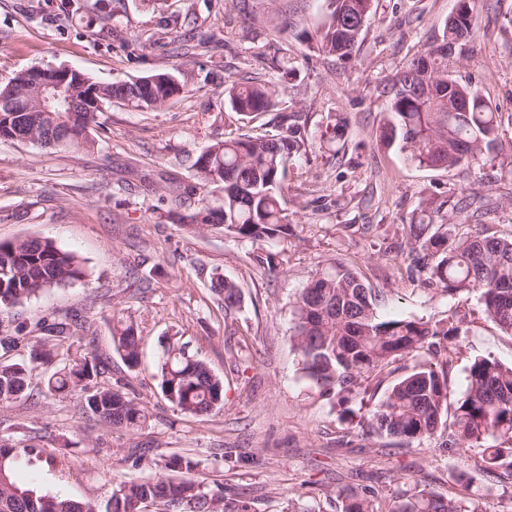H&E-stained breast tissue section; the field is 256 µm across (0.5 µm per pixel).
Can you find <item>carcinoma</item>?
<instances>
[{
	"label": "carcinoma",
	"instance_id": "carcinoma-1",
	"mask_svg": "<svg viewBox=\"0 0 512 512\" xmlns=\"http://www.w3.org/2000/svg\"><path fill=\"white\" fill-rule=\"evenodd\" d=\"M324 2L325 19L316 31L315 46L326 55L350 59L363 41L374 0ZM482 5L483 0H457V15L444 23L441 45H428L382 88L389 107L381 142H401L409 159L421 167L477 168L485 153L498 147L500 113L472 84L458 80L450 63L456 44L473 37L472 19ZM154 76L160 81L145 91L131 80L123 86L102 85V104L118 100L137 110L160 108L170 102V87L164 83L170 76L179 80V94L190 90L188 74L182 70ZM26 88L22 75L0 82V139L21 134L30 137L29 144L46 148L65 132L82 138V148L91 147L97 113L83 112L67 127L56 122L62 113L42 112L31 105ZM224 93L232 110L243 117L270 112L278 105L275 86L246 74L224 81ZM305 143L301 126L294 123L279 136L226 139L203 149L194 162L198 184L212 192L223 189L224 198L216 203L208 195L201 197L186 216L187 227L219 228L250 244L249 259L264 270L283 265L285 242L294 236L285 215L283 181L289 160ZM442 208L429 203L410 222L406 249L400 250L407 273L423 277L450 296L478 293L484 315L512 335V234L461 233ZM84 275L83 261L50 239L0 242V309L72 285ZM210 289L226 312L243 302L237 284L222 273L213 274ZM376 302L375 290L338 261L301 289L292 312V339L303 376L321 395L347 399L368 392L370 377L381 375L396 360L416 358L411 370L389 385L368 411L369 431L399 438L407 446L446 432L445 447L474 451L476 470L512 485V365L489 357L472 362L466 390L450 414L448 360L434 363L421 354L436 358L449 350L448 340L468 328L467 316L454 315L434 324L416 318L381 319ZM52 331L55 336L33 345L27 358L0 363L1 404L33 399L29 388L39 368L54 364L62 342L85 331V322H54ZM112 341L127 367H136L140 339L132 319L113 325ZM102 370L99 357L77 350L67 353L40 382L52 396L81 397L83 412L104 425L143 424L147 414L135 398L94 382ZM159 371L162 394L181 413L203 415L223 407L224 382L180 341L165 346ZM12 452V446L0 444V512H98L92 503L20 486L11 472ZM199 467L198 460L182 455L164 463L166 470L185 474ZM455 481L465 493L444 496L403 486L386 497L366 485L342 490L337 498L341 512H485L480 495L471 490L473 475L463 470ZM147 500L156 503L159 512H249L247 501H227L202 480L165 474L118 484L105 512H139V504Z\"/></svg>",
	"mask_w": 512,
	"mask_h": 512
}]
</instances>
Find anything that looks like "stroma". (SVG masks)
I'll return each mask as SVG.
<instances>
[{"label":"stroma","mask_w":512,"mask_h":512,"mask_svg":"<svg viewBox=\"0 0 512 512\" xmlns=\"http://www.w3.org/2000/svg\"><path fill=\"white\" fill-rule=\"evenodd\" d=\"M455 3L376 0L356 56L340 60L312 48L321 0H248L244 11L237 0H165L157 9L99 0L70 18L59 0H0V81L34 66H68L100 83L185 68L193 87L156 111L105 106L87 151L0 140V241L48 238L86 265L81 281L0 310V320L26 323L36 336L40 319L81 315L86 332L74 349L97 354L106 365L99 384L131 390L148 411L142 427L126 430L82 414L74 397L0 403V440L14 448L18 484L102 510L118 483L154 477L178 454L200 460L197 477L209 489L245 493L251 512H286L292 500L341 512L337 490L358 485L459 492L453 473L473 469L472 451L446 448L441 436L407 448L363 432L368 403L318 396L291 340L298 292L340 261L376 291L383 316L434 322L470 313L468 331L451 341L452 398L475 359L512 363V336L484 318L477 294L446 296L411 280L387 249L403 243L401 227L422 203L453 204L473 191L494 206L458 215L462 232L482 223L512 233V0H484L475 39L453 57L457 76L502 115L498 150L474 170L430 169L378 138L382 86L439 39ZM247 72L275 84L276 111L248 120L230 109L224 81ZM294 113L308 133L283 184L295 238L287 264L268 272L252 264L249 245L185 227L198 198L176 203L172 191L197 186L193 163L210 144L281 134L282 115ZM364 224L374 232L362 233ZM216 271L238 283L240 309L218 307L209 288ZM116 315L138 325L137 368L113 349ZM172 336L223 380L221 410L187 416L163 396L158 356Z\"/></svg>","instance_id":"35a3bbf8"}]
</instances>
